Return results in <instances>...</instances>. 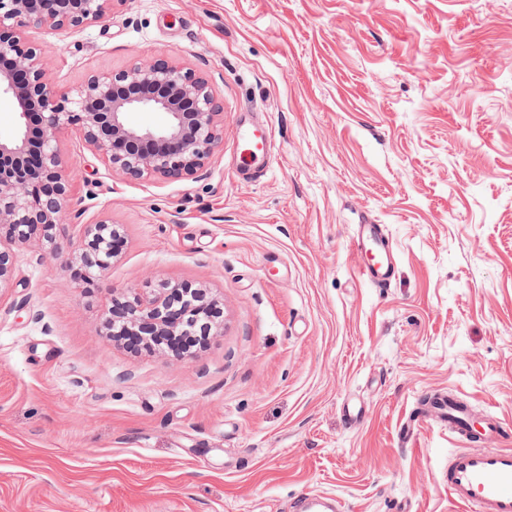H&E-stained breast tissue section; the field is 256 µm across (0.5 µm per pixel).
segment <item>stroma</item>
I'll list each match as a JSON object with an SVG mask.
<instances>
[{
	"mask_svg": "<svg viewBox=\"0 0 512 512\" xmlns=\"http://www.w3.org/2000/svg\"><path fill=\"white\" fill-rule=\"evenodd\" d=\"M24 35L55 84L165 59L224 112L184 179L60 131L61 220L0 289V512H453L447 425L400 433L438 390L512 423V0H122ZM256 116L273 165L243 183ZM103 219L125 243L89 286ZM363 223L389 235L387 287L356 273ZM182 283L222 310L194 356L111 336L113 299Z\"/></svg>",
	"mask_w": 512,
	"mask_h": 512,
	"instance_id": "1",
	"label": "stroma"
}]
</instances>
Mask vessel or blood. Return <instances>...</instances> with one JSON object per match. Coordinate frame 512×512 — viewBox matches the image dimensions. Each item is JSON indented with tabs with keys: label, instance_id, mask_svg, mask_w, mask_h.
Returning <instances> with one entry per match:
<instances>
[{
	"label": "vessel or blood",
	"instance_id": "vessel-or-blood-1",
	"mask_svg": "<svg viewBox=\"0 0 512 512\" xmlns=\"http://www.w3.org/2000/svg\"><path fill=\"white\" fill-rule=\"evenodd\" d=\"M239 146L246 158L237 179L263 178L271 152L268 132L257 124L246 129ZM359 277L376 288L389 285L395 269L389 237L378 224L357 225L352 239ZM446 424L454 447L448 454V497L458 512H512V445L503 421L494 413L475 414L469 402L442 392L425 400L406 420L404 441H411L425 419Z\"/></svg>",
	"mask_w": 512,
	"mask_h": 512
}]
</instances>
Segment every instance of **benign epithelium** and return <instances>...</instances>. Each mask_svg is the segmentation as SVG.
Wrapping results in <instances>:
<instances>
[{
  "label": "benign epithelium",
  "mask_w": 512,
  "mask_h": 512,
  "mask_svg": "<svg viewBox=\"0 0 512 512\" xmlns=\"http://www.w3.org/2000/svg\"><path fill=\"white\" fill-rule=\"evenodd\" d=\"M0 0V97L18 114L19 130L0 139V283L14 274L10 246L24 243L37 231L49 232L59 220L69 180L56 135L77 126L85 142L110 165L130 178L155 175L182 179L202 171L217 141L223 112L208 80L166 60L141 62L128 70L97 73L72 90L47 78L46 49L30 44L23 28L35 21L52 30L88 26L108 15L121 0ZM146 110L166 116L157 128L133 127L131 112ZM82 269L88 284L111 264L121 240L107 221L87 228L81 243ZM176 288L136 293L120 314L134 333L171 335L184 322L210 314L214 301L202 293L181 308Z\"/></svg>",
  "instance_id": "obj_1"
}]
</instances>
